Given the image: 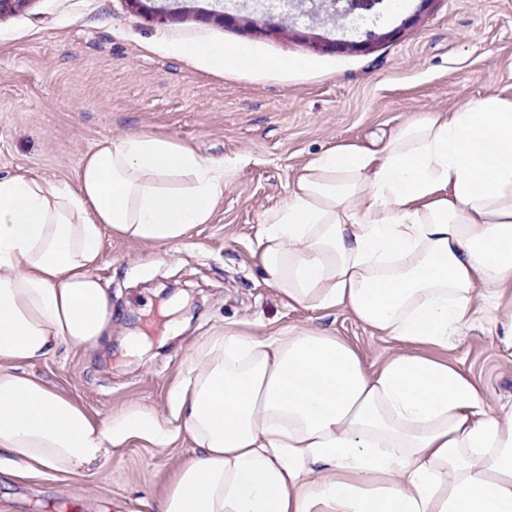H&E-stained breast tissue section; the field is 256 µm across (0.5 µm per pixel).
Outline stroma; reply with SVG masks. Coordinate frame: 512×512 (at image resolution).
Wrapping results in <instances>:
<instances>
[{
  "label": "stroma",
  "instance_id": "obj_1",
  "mask_svg": "<svg viewBox=\"0 0 512 512\" xmlns=\"http://www.w3.org/2000/svg\"><path fill=\"white\" fill-rule=\"evenodd\" d=\"M313 0L294 26L265 0H179L157 21L129 0H27L0 16V176L38 175L75 186L99 142L147 133L185 144L231 171L209 223L176 245L111 233L95 273L112 299V334L100 347H63L28 373L76 396L100 417L143 410L171 441L140 439L113 449L103 471L66 481L0 474V512H160L180 463L197 446L173 412L194 351L226 330L272 336L326 331L367 367L406 352L342 308L286 306L259 271L264 216L281 207L296 175L340 145L382 147L401 126L452 116L493 95L512 102V0H431L384 11L364 40L331 35ZM221 44L254 59L213 71L178 51ZM269 58L309 60V69H262ZM175 285V311L161 293ZM477 291L478 312L447 347L427 348L481 390L492 413L512 405V359L498 350V319L512 312V286L498 308ZM149 346L128 351L131 335Z\"/></svg>",
  "mask_w": 512,
  "mask_h": 512
}]
</instances>
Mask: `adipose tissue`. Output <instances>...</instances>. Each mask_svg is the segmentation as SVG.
Returning a JSON list of instances; mask_svg holds the SVG:
<instances>
[{
  "instance_id": "adipose-tissue-1",
  "label": "adipose tissue",
  "mask_w": 512,
  "mask_h": 512,
  "mask_svg": "<svg viewBox=\"0 0 512 512\" xmlns=\"http://www.w3.org/2000/svg\"><path fill=\"white\" fill-rule=\"evenodd\" d=\"M226 171L140 133L96 144L73 190L0 177V473L65 480L132 436L166 445L151 414L95 417L18 367L110 334L103 231L180 243ZM259 265L288 306L347 309L411 350L370 370L326 332L219 334L174 393L198 450L160 512H512V411L490 413L468 375L420 353L447 347L476 288L512 284V102L326 150L264 218Z\"/></svg>"
}]
</instances>
